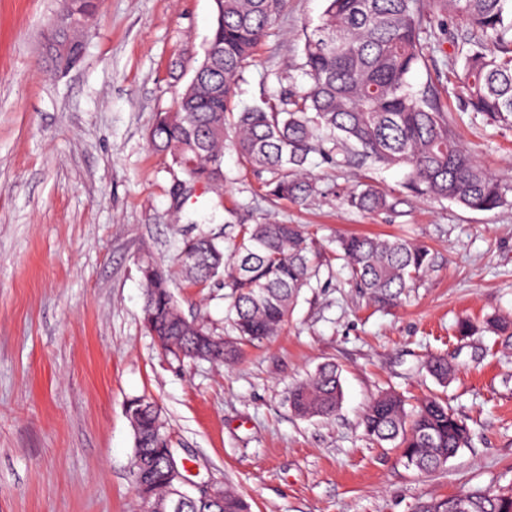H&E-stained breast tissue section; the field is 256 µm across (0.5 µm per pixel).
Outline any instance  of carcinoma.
I'll list each match as a JSON object with an SVG mask.
<instances>
[{
  "label": "carcinoma",
  "instance_id": "obj_1",
  "mask_svg": "<svg viewBox=\"0 0 512 512\" xmlns=\"http://www.w3.org/2000/svg\"><path fill=\"white\" fill-rule=\"evenodd\" d=\"M284 2L214 0L216 21L194 84L174 89L172 109L157 114L149 134L152 149L176 169L174 180L188 188L223 186L230 144L244 169L268 174L263 186L274 200L302 205L321 194L308 171L316 154L336 167L403 168V188L423 199L477 211L512 202V184L486 170L461 143L441 98L428 86L410 83L425 59L428 27L446 16L454 20L452 39L464 61L457 85L462 111L512 127V0H327L320 22L304 34L301 70L309 87L286 90L273 104L240 108L235 96L243 70ZM97 10L98 0H64L48 20L41 54L50 71L63 74L80 62V35ZM344 203L366 214L393 208L389 195L370 181L358 182ZM209 220L187 218L197 233L182 240L178 263L189 287L230 289L228 317L236 337L224 339L211 358L224 364L240 359L244 343L275 335L320 269L298 224L227 222L232 247L226 250L221 237L204 228ZM338 248L354 287L380 306L397 303L431 268L427 247L400 238L353 234L340 238ZM140 272L147 333L160 337L166 352L195 357L215 332L182 313L169 288L171 270L144 259ZM486 326L512 341V320L494 317ZM426 370L442 386L454 373L442 356L431 357ZM342 397L340 372L331 363L289 391L292 410L303 418L335 416ZM126 414L134 431L132 482L141 512H155L176 495L165 464L175 450L167 446L165 420L153 400L130 399ZM364 427L369 439L400 449L405 464L420 472L444 468L471 446L467 423L436 395L409 408L397 392H383L367 406ZM461 500L469 512H512V487L432 497L417 512H455ZM183 512L249 510L238 492L226 488L208 504H184Z\"/></svg>",
  "mask_w": 512,
  "mask_h": 512
}]
</instances>
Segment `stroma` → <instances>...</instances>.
<instances>
[{"instance_id":"35a3bbf8","label":"stroma","mask_w":512,"mask_h":512,"mask_svg":"<svg viewBox=\"0 0 512 512\" xmlns=\"http://www.w3.org/2000/svg\"><path fill=\"white\" fill-rule=\"evenodd\" d=\"M62 0H0V512H136L129 468V399L161 407L186 491L230 487L251 512H415L435 496L512 485V347L488 331L462 337L461 319H512V206L470 211L415 198L399 168L372 172L392 211L350 210L343 193L360 177L312 156L321 196L305 206L268 198L260 176L224 152L222 189L198 188L183 214L171 208L173 170L149 132L172 107L171 63L202 59L213 0H102L79 64L48 74L40 45ZM325 0H287L237 87L238 105L307 85L303 31ZM414 73L448 104L463 143L512 182V131L461 112L451 36H427ZM222 198L211 226L276 220L303 225L325 265L280 332L247 344L235 363L177 359L142 323L143 256L172 263L193 234L187 215ZM405 237L426 245L431 270L398 306L381 309L354 288L334 258L347 234ZM170 289L187 318L231 335L221 285ZM455 368L448 386L429 356ZM333 363L342 405L304 419L290 387ZM409 402L436 393L465 419L472 444L422 473L381 448L362 419L379 391Z\"/></svg>"}]
</instances>
